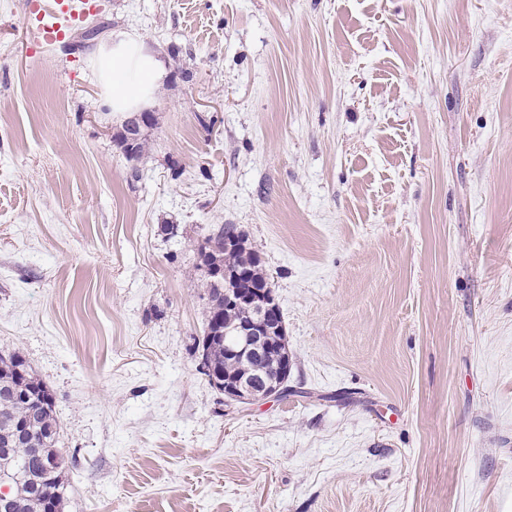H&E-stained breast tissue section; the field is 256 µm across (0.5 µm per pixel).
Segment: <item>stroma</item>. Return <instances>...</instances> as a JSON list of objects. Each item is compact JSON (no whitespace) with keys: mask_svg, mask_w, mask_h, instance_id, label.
<instances>
[{"mask_svg":"<svg viewBox=\"0 0 512 512\" xmlns=\"http://www.w3.org/2000/svg\"><path fill=\"white\" fill-rule=\"evenodd\" d=\"M167 74L129 162L95 48L0 0V354L64 512H512V0H96ZM258 252L293 394L199 369L197 241ZM280 354L283 353L280 351ZM283 355L280 358V362L277 361L273 367L276 375L270 376L264 368L259 373H254L240 379H228L227 376H224L223 381L222 378L216 379L213 376L214 385L218 391L224 393L225 401L231 403L251 405L259 401L278 397V391L280 390L278 382H281L289 373V369L286 367L288 357L287 354ZM207 378L210 384L213 385L212 378L208 376Z\"/></svg>","mask_w":512,"mask_h":512,"instance_id":"1","label":"stroma"}]
</instances>
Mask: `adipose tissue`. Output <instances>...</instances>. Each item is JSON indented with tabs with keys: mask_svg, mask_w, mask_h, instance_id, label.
<instances>
[{
	"mask_svg": "<svg viewBox=\"0 0 512 512\" xmlns=\"http://www.w3.org/2000/svg\"><path fill=\"white\" fill-rule=\"evenodd\" d=\"M98 56L111 111L130 112L148 104L152 87L164 72L155 49L137 35L119 33L99 47Z\"/></svg>",
	"mask_w": 512,
	"mask_h": 512,
	"instance_id": "1",
	"label": "adipose tissue"
}]
</instances>
